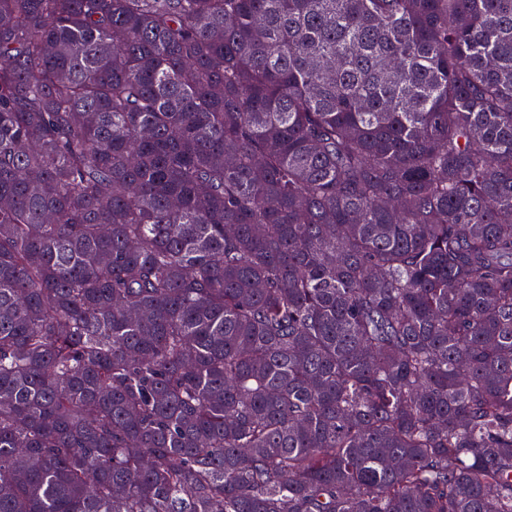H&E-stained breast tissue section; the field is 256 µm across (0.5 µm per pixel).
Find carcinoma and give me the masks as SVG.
I'll return each mask as SVG.
<instances>
[{"instance_id": "1", "label": "carcinoma", "mask_w": 512, "mask_h": 512, "mask_svg": "<svg viewBox=\"0 0 512 512\" xmlns=\"http://www.w3.org/2000/svg\"><path fill=\"white\" fill-rule=\"evenodd\" d=\"M0 512H512V0H0Z\"/></svg>"}]
</instances>
